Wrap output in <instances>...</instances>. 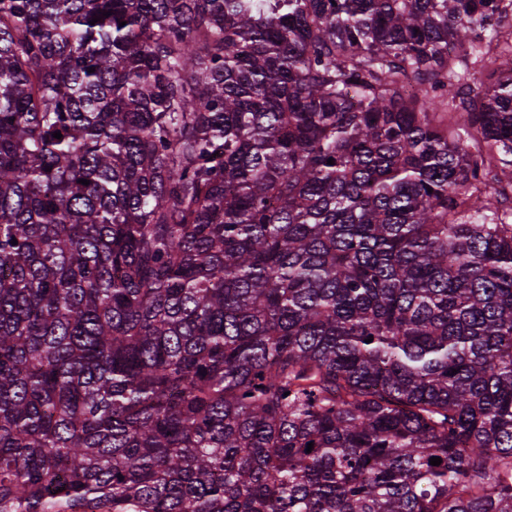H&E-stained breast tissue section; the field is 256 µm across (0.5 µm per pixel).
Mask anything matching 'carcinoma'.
Segmentation results:
<instances>
[{
    "label": "carcinoma",
    "mask_w": 512,
    "mask_h": 512,
    "mask_svg": "<svg viewBox=\"0 0 512 512\" xmlns=\"http://www.w3.org/2000/svg\"><path fill=\"white\" fill-rule=\"evenodd\" d=\"M511 17L0 0V512H512Z\"/></svg>",
    "instance_id": "cac0c4a2"
}]
</instances>
